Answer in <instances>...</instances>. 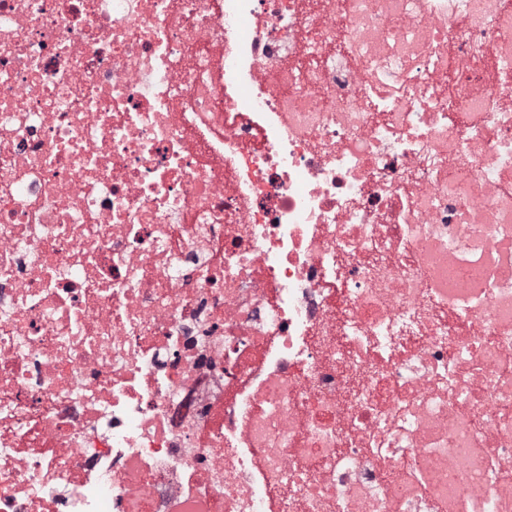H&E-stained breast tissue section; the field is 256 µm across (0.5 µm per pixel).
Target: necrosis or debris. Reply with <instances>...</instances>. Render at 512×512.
<instances>
[{
  "label": "necrosis or debris",
  "mask_w": 512,
  "mask_h": 512,
  "mask_svg": "<svg viewBox=\"0 0 512 512\" xmlns=\"http://www.w3.org/2000/svg\"><path fill=\"white\" fill-rule=\"evenodd\" d=\"M0 0V512H512V0Z\"/></svg>",
  "instance_id": "obj_1"
}]
</instances>
